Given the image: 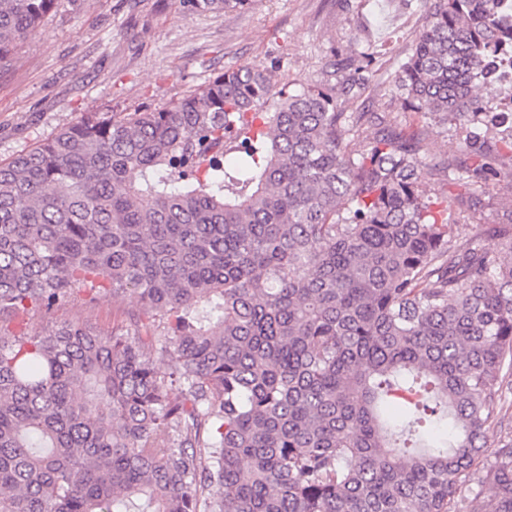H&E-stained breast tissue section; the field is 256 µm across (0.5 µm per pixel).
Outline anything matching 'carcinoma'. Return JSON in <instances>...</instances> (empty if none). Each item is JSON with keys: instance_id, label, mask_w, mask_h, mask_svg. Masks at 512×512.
I'll return each instance as SVG.
<instances>
[{"instance_id": "carcinoma-1", "label": "carcinoma", "mask_w": 512, "mask_h": 512, "mask_svg": "<svg viewBox=\"0 0 512 512\" xmlns=\"http://www.w3.org/2000/svg\"><path fill=\"white\" fill-rule=\"evenodd\" d=\"M54 4L0 0V70ZM507 35L493 0H435L398 87L475 119ZM272 73L0 163V512H456L471 481L466 512H512V440L484 436L512 367V209L488 224L422 193L420 134L336 111L363 87L267 111ZM491 154L447 163L454 185ZM104 286L137 298L134 331L5 330Z\"/></svg>"}]
</instances>
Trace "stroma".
<instances>
[{"instance_id":"obj_1","label":"stroma","mask_w":512,"mask_h":512,"mask_svg":"<svg viewBox=\"0 0 512 512\" xmlns=\"http://www.w3.org/2000/svg\"><path fill=\"white\" fill-rule=\"evenodd\" d=\"M434 0H251L246 9L198 14L182 0H58L17 61L0 71V162L51 138L84 113L167 107L216 74L247 63L274 65L277 94L327 80L334 66L365 93L344 112H383L413 125L433 166L463 156L454 124L416 114L397 88L402 65ZM133 297L75 290L51 311L27 315L29 330L49 333L79 322L108 333L124 325Z\"/></svg>"}]
</instances>
